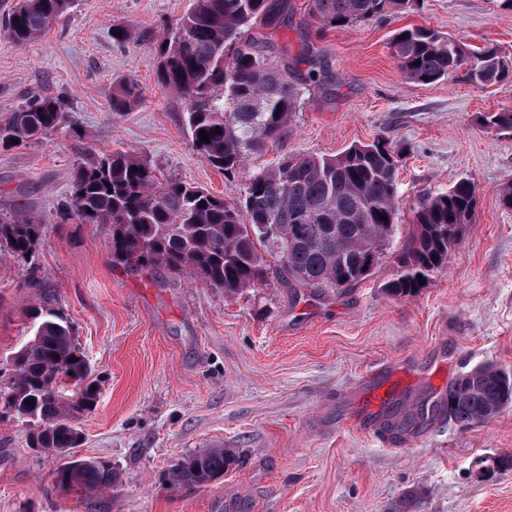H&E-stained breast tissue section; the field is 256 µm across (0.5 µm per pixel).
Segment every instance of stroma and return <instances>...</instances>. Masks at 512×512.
Segmentation results:
<instances>
[{
	"label": "stroma",
	"instance_id": "stroma-1",
	"mask_svg": "<svg viewBox=\"0 0 512 512\" xmlns=\"http://www.w3.org/2000/svg\"><path fill=\"white\" fill-rule=\"evenodd\" d=\"M16 0H0V120L34 95L61 99L76 130L0 146V214L25 211L44 226L34 263L0 252V361L32 335L27 313L46 307L75 329L102 379L96 409L79 416L76 454L111 463V489L57 486L58 462L29 446V429L0 421V512H512V470L479 475L477 460L512 455V407L468 430L451 423L403 432L389 416L436 400V384L492 364L512 373V135L482 117L512 108V79L481 86L464 72L431 85L409 80L390 49L407 26L439 31L512 62V11L500 0H421L310 38L333 86H309L277 145L233 179L190 144L184 100L154 74V38L192 0H74L39 40L3 32ZM308 0L268 39L273 59L296 57ZM128 25L127 42L112 27ZM136 82L142 98L112 109ZM382 139L402 154L399 227L374 275L308 298L278 273L229 297L165 268L113 266L105 224L62 220L74 164L132 151L159 180H180L235 204L251 176L286 154L330 157ZM476 187L475 218L448 266L413 297L387 295L394 258L411 233L418 198L457 180ZM383 407L361 408L373 367ZM223 446L237 463L209 484L165 481L183 455ZM141 96L138 84L128 81L120 84L112 92V109L116 112L127 111Z\"/></svg>",
	"mask_w": 512,
	"mask_h": 512
}]
</instances>
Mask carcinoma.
I'll return each mask as SVG.
<instances>
[{"label": "carcinoma", "mask_w": 512, "mask_h": 512, "mask_svg": "<svg viewBox=\"0 0 512 512\" xmlns=\"http://www.w3.org/2000/svg\"><path fill=\"white\" fill-rule=\"evenodd\" d=\"M74 0H17L6 25L24 46L38 40ZM309 17L323 26H352L408 10L416 0H309ZM292 19L289 0H193L191 10L156 41L155 75L161 86L184 99L191 145L212 166L231 176L247 159L279 142L308 85L333 80L305 24L303 71L266 54L268 33ZM406 38H400V35ZM403 74L433 84L460 68L473 82L492 85L512 76V65L494 48L473 51L423 28L398 30L391 42ZM141 96L128 81L112 92V111L125 112ZM484 126L512 134V108L491 112ZM77 123L60 100L33 96L0 122V145L45 138ZM221 132H215V129ZM206 131L209 142L200 140ZM399 154L387 142L352 145L333 157L289 155L278 166L254 174L241 207L181 181L157 183L142 159L116 150L77 165L63 215L81 224L112 228V262L136 270L162 266L191 274L209 288L237 295L256 288L270 265L294 284L322 291L351 287L373 275L396 233ZM477 206L467 179L448 192L421 198L413 231L396 259L385 291L417 295L419 278L443 269L462 242ZM246 213L247 221L241 220ZM386 219H381V216ZM42 238L36 217L0 214V250L27 264ZM34 334L0 367V419L22 414L32 424L30 446L65 459L55 471L62 488H112L108 462L78 458V416L95 409L100 380L75 342L70 325L47 308L28 313ZM34 404L29 405L27 401ZM512 406V373L483 365L448 383L432 414L460 428L486 425ZM237 461L233 448H208L185 455L169 469L173 485L202 486L224 476Z\"/></svg>", "instance_id": "carcinoma-1"}]
</instances>
